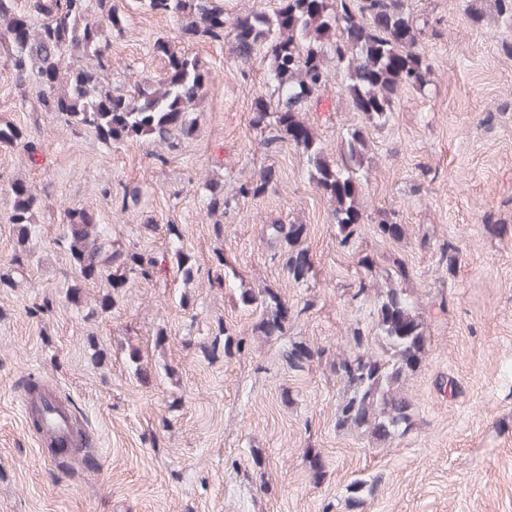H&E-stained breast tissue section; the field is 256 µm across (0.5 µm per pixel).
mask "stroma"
<instances>
[{
    "instance_id": "stroma-1",
    "label": "stroma",
    "mask_w": 512,
    "mask_h": 512,
    "mask_svg": "<svg viewBox=\"0 0 512 512\" xmlns=\"http://www.w3.org/2000/svg\"><path fill=\"white\" fill-rule=\"evenodd\" d=\"M115 3L124 25L112 39L113 87L157 80L164 61L154 44L168 40L206 76L196 128L175 147L103 144L43 111L0 59V121L37 148L30 160L21 144H0V274L11 278L0 287V512H346L359 478L373 486L364 512H512V57L499 47L491 0H479L477 25L457 0H412L444 28L425 47L431 83L400 91L387 125L371 128L360 188L368 213L395 210L407 235L383 241L365 230L355 253L337 248L329 203L300 151L268 156L250 125L270 55L239 61L226 43L183 39L180 19L142 0ZM308 118L332 159L343 130L365 122L333 86ZM266 166L277 183L239 200L215 236L203 183L229 195ZM16 179L41 200L24 239L5 193ZM125 184L141 190L126 213L109 196ZM73 208L92 214L105 252L157 261L151 279L129 280L109 308L107 278L80 283L72 265L63 235ZM272 224L306 225L305 282L290 279ZM175 234L188 280L171 259ZM445 240L461 248L451 272L439 261ZM362 253L374 255L372 269L359 265ZM394 257L410 271L426 352L400 386L414 405L412 431L380 443L337 428L335 361L350 350L351 326L375 324L373 302L350 303L351 288L384 284ZM246 288L285 297L288 338L323 357L288 370L283 342L261 334L258 312L240 303ZM222 326L244 351L214 347ZM34 375L70 401L101 467L80 450L60 464L29 429L22 400Z\"/></svg>"
}]
</instances>
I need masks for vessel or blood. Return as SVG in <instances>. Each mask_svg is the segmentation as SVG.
I'll return each instance as SVG.
<instances>
[{
  "label": "vessel or blood",
  "instance_id": "obj_1",
  "mask_svg": "<svg viewBox=\"0 0 512 512\" xmlns=\"http://www.w3.org/2000/svg\"><path fill=\"white\" fill-rule=\"evenodd\" d=\"M24 409L28 419L38 423L47 445L63 451L87 446L88 436L73 418L66 399L48 390L38 379L30 381Z\"/></svg>",
  "mask_w": 512,
  "mask_h": 512
}]
</instances>
